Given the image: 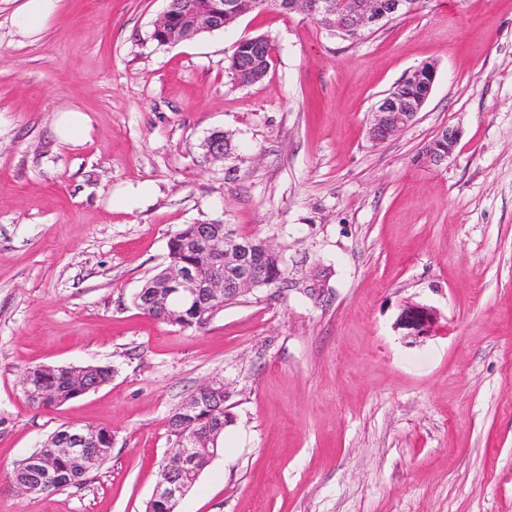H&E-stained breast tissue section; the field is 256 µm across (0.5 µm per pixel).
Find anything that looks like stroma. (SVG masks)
<instances>
[{"mask_svg":"<svg viewBox=\"0 0 512 512\" xmlns=\"http://www.w3.org/2000/svg\"><path fill=\"white\" fill-rule=\"evenodd\" d=\"M165 7L61 0L22 42L0 0V512H145L168 415L211 377L232 421L180 512H512V0H424L356 42L270 10L160 45ZM257 35L273 63L238 85L232 48ZM426 62L415 123L370 141L375 103ZM66 106L91 119L77 145L52 132ZM446 126L453 156L418 163ZM183 224L269 241L323 300L257 290L201 331L141 314ZM413 304L431 336L397 328ZM97 363L111 381L61 407L24 394L29 367ZM69 424L111 430L110 458L15 488ZM60 465L64 469V476L66 479V484L60 485V486L44 485V484H41L40 481L35 476L32 475V476H30V479H31V482L33 483V485L30 486V489H31L30 492L38 493V494H45V493L49 494L56 490H59L60 488H62L64 486L73 485V484H82L83 481L85 480L86 475L88 474V472L85 473L77 463L70 461L69 459H66V458H64L61 461Z\"/></svg>","mask_w":512,"mask_h":512,"instance_id":"1","label":"stroma"}]
</instances>
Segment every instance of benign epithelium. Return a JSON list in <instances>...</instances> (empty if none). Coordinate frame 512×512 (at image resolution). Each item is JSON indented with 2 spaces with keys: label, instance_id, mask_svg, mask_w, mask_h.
Returning <instances> with one entry per match:
<instances>
[{
  "label": "benign epithelium",
  "instance_id": "1",
  "mask_svg": "<svg viewBox=\"0 0 512 512\" xmlns=\"http://www.w3.org/2000/svg\"><path fill=\"white\" fill-rule=\"evenodd\" d=\"M288 12H301L323 26L330 34L337 35L347 28L364 32L409 15L416 10L412 0H285ZM243 8L242 0H207L206 7H176L175 0H168L163 13L154 23V32L168 43L191 39L201 33L220 30L238 18ZM232 70L244 85L262 79L268 72L265 67L251 64L240 66L239 52L229 58ZM436 68L432 64L420 65L410 70L401 83L416 85L422 81L434 84ZM425 101L409 94H384L374 106L368 128L369 139L384 142L411 126ZM460 140V131L444 127L418 155V161L438 167L453 154ZM448 150H441V145ZM184 250L209 257L213 273L206 275L192 264L184 262L166 271L158 283L146 284L137 293L142 298L144 315L158 314L165 318L184 319L188 313H197L228 295L244 296L266 283L265 270L260 265L258 244L241 241L229 225L224 229L204 227L199 235L185 242ZM433 309L413 305L402 311L397 325L408 330V335L425 337L435 327ZM79 386L83 393L99 388L91 382L95 368L77 366ZM224 391V381L212 379L197 386L179 405L184 415L195 412L202 398L218 396ZM223 426L217 422L212 428L182 434V447L164 458L159 479L149 500V512H176L180 501L190 490L189 479L199 476L202 461L218 455V436ZM99 447L97 432L88 427L71 424L58 434L54 442L45 444L30 455L23 465L36 469L44 476L45 483L59 479L57 461L63 457H79L86 467L97 464L93 449Z\"/></svg>",
  "mask_w": 512,
  "mask_h": 512
}]
</instances>
